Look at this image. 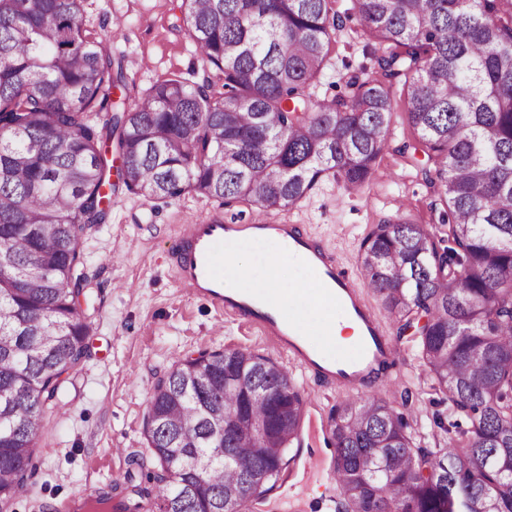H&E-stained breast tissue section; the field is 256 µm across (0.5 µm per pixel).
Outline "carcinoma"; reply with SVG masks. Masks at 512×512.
<instances>
[{
  "label": "carcinoma",
  "instance_id": "cac0c4a2",
  "mask_svg": "<svg viewBox=\"0 0 512 512\" xmlns=\"http://www.w3.org/2000/svg\"><path fill=\"white\" fill-rule=\"evenodd\" d=\"M83 2L0 0V503L25 490L45 409L90 357L81 243L112 194L271 214L325 176L361 187L389 148L398 84L414 136L397 152L426 159L447 238L384 220L362 269L396 338L413 331L455 436L423 448L386 400L336 403L341 509L512 512V0H356L372 71L319 100L307 88L343 28L337 0H180L179 27L221 89L172 73L137 97L110 43L85 33ZM191 365L200 381L187 384ZM281 386L288 396L269 395ZM215 405L233 414L222 433L207 426ZM305 408L287 371L253 351L177 359L148 402L154 470L133 459L93 508L117 492L122 512H248Z\"/></svg>",
  "mask_w": 512,
  "mask_h": 512
}]
</instances>
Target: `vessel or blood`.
Listing matches in <instances>:
<instances>
[{
  "label": "vessel or blood",
  "instance_id": "vessel-or-blood-1",
  "mask_svg": "<svg viewBox=\"0 0 512 512\" xmlns=\"http://www.w3.org/2000/svg\"><path fill=\"white\" fill-rule=\"evenodd\" d=\"M264 237L281 239L289 251L309 262L325 294L358 330V341L349 353L332 354L327 343L311 339L301 315L286 314L271 297L225 292V248L244 238ZM168 259L176 281L192 297L212 303L219 314L243 320L272 339L289 365L312 372L348 395L390 382L385 368L397 362L399 354L384 322L367 302L364 281L342 271L335 257L299 225L267 215L233 220L212 210L178 225Z\"/></svg>",
  "mask_w": 512,
  "mask_h": 512
}]
</instances>
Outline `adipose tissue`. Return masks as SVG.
Listing matches in <instances>:
<instances>
[{
	"instance_id": "obj_1",
	"label": "adipose tissue",
	"mask_w": 512,
	"mask_h": 512,
	"mask_svg": "<svg viewBox=\"0 0 512 512\" xmlns=\"http://www.w3.org/2000/svg\"><path fill=\"white\" fill-rule=\"evenodd\" d=\"M224 287L230 291L267 288L286 306L298 299L307 301L305 323L314 326L332 347L348 346L358 335L330 300L319 299V285L305 258L288 252L278 241L260 245L243 242L225 249Z\"/></svg>"
}]
</instances>
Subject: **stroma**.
<instances>
[{
  "label": "stroma",
  "mask_w": 512,
  "mask_h": 512,
  "mask_svg": "<svg viewBox=\"0 0 512 512\" xmlns=\"http://www.w3.org/2000/svg\"><path fill=\"white\" fill-rule=\"evenodd\" d=\"M177 5L178 0L84 2L88 34L111 40L113 55L123 58L138 92L173 72L193 85L204 78L205 64L178 28ZM337 8L346 17L343 35L309 88L317 99L346 93L350 66L365 61L355 35V0H338ZM118 17L125 27L116 37ZM406 108L404 97L396 96L391 147L377 160L368 184L349 190L323 178L287 213L314 231L355 275L362 270V241L374 224L399 216L428 227L438 224L440 205L421 173L396 151L413 137ZM213 206V200L194 194L151 202L127 192L113 196L107 223L83 245L93 275V302L85 311L91 357L71 374L57 406L47 410L36 443L37 469L11 512H61L74 495L122 479L130 457L151 464L144 430L147 403L176 357L232 346L283 362L276 346L256 329L191 298L166 264L176 225ZM400 350L399 370L411 398L406 405L396 394L388 400L394 408H406L415 444L431 448L444 436L437 420L447 417L448 404L433 389L415 342L403 339ZM290 375L299 388L320 398L306 410L300 447L290 449V463L251 512H283L289 502L301 504V512H334L332 499L319 487L333 465L334 450L325 438L329 412L341 396L310 372L296 368ZM118 448L126 449V456H115Z\"/></svg>",
  "instance_id": "obj_1"
}]
</instances>
